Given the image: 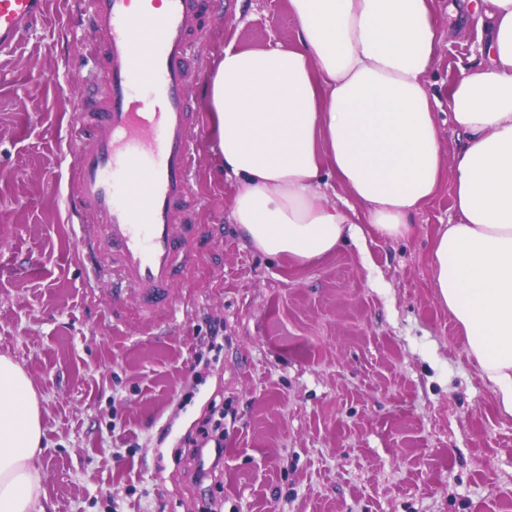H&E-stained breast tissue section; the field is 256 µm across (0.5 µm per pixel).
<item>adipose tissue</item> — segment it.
<instances>
[{
    "mask_svg": "<svg viewBox=\"0 0 512 512\" xmlns=\"http://www.w3.org/2000/svg\"><path fill=\"white\" fill-rule=\"evenodd\" d=\"M296 41L229 45L208 88L211 131L235 180L231 219L252 245L298 263L362 224L410 233L450 177L454 212L432 248L434 286L470 355L512 417V0H454L476 23L481 58L448 89L458 149L446 157L429 90L445 33L432 0H288ZM343 188L338 203L325 199ZM39 402L0 355V512H46Z\"/></svg>",
    "mask_w": 512,
    "mask_h": 512,
    "instance_id": "1",
    "label": "adipose tissue"
}]
</instances>
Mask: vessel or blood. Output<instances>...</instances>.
Returning a JSON list of instances; mask_svg holds the SVG:
<instances>
[{
	"label": "vessel or blood",
	"mask_w": 512,
	"mask_h": 512,
	"mask_svg": "<svg viewBox=\"0 0 512 512\" xmlns=\"http://www.w3.org/2000/svg\"><path fill=\"white\" fill-rule=\"evenodd\" d=\"M47 0H0V54L42 17ZM88 4L87 54L102 59L106 81L70 128L76 146L68 182V221L79 257L95 276L115 279L143 319L171 307L188 279L210 227L196 221L190 190L204 120L190 102L193 43L202 26L192 0H74ZM145 87L150 96L136 101ZM145 176L148 190L131 187Z\"/></svg>",
	"instance_id": "b4317fda"
}]
</instances>
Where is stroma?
<instances>
[{
  "instance_id": "35a3bbf8",
  "label": "stroma",
  "mask_w": 512,
  "mask_h": 512,
  "mask_svg": "<svg viewBox=\"0 0 512 512\" xmlns=\"http://www.w3.org/2000/svg\"><path fill=\"white\" fill-rule=\"evenodd\" d=\"M192 105L227 44L296 40L288 0H203ZM450 26L430 90L477 61ZM79 14L50 0L0 55V354L40 400L46 512H512V418L433 286L450 182L399 240L368 235L306 266L255 250L229 221L234 182L206 137L199 221L223 234L177 283L164 334L89 288L67 222L68 130L99 65ZM222 426L203 465L188 440Z\"/></svg>"
}]
</instances>
